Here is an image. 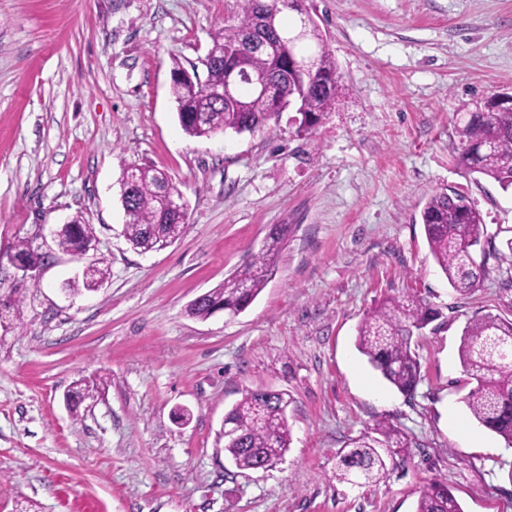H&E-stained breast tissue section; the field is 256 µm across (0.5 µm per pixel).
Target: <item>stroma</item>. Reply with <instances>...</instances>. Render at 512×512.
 <instances>
[{"label":"stroma","mask_w":512,"mask_h":512,"mask_svg":"<svg viewBox=\"0 0 512 512\" xmlns=\"http://www.w3.org/2000/svg\"><path fill=\"white\" fill-rule=\"evenodd\" d=\"M242 0H0V512H415L446 482L464 512H512V448L469 413L465 324L512 319L497 254L512 192L457 165L462 105L512 92V0H299L336 60L339 91L309 133L294 109L267 129L193 138L171 68L201 66ZM165 171L187 229L156 252L123 236L121 179ZM466 193L484 219L488 275L462 296L430 255L420 212ZM95 246L46 244L73 219ZM289 225L277 270L241 313L189 304ZM44 253L39 283L11 260ZM104 262L95 291L67 284ZM442 324L416 352L422 380L393 389L355 347L365 314L406 292ZM107 377L72 416L75 382ZM287 392L291 442L264 472L224 454L245 391ZM387 421L412 439L376 485L336 478L349 439Z\"/></svg>","instance_id":"obj_1"}]
</instances>
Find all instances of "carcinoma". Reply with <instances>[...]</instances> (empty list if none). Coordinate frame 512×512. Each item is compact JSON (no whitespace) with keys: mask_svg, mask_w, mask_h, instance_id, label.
Returning <instances> with one entry per match:
<instances>
[{"mask_svg":"<svg viewBox=\"0 0 512 512\" xmlns=\"http://www.w3.org/2000/svg\"><path fill=\"white\" fill-rule=\"evenodd\" d=\"M296 10L295 0H244L234 22L224 24L212 37L205 63L206 77L186 79L177 62L171 69V94L183 130L191 137H209L217 132L253 133L269 126L276 116L272 99L247 90L228 99H216L203 91L220 87L228 80L227 66L261 71L270 76L281 97L302 99L299 131L307 133L328 112L338 90L336 62L324 47L321 31L312 21L303 36L280 39V56L301 63L315 62V79L304 84L296 71L283 74L276 57L261 43L277 32L287 33L295 25L286 22L284 11ZM458 134L461 151L458 164L469 174L490 179L504 190H512V110L497 98L475 102L463 109ZM178 188L163 171L144 166L138 171L133 196L123 203L131 211L124 234L141 252L168 247L186 231V216L163 208L161 191ZM430 253L453 290L467 295L480 287L487 269L477 260L484 251L483 218L468 196L458 190L431 195L421 211ZM290 225H273L262 246L251 254L244 269L230 274L211 290L207 298L188 308L190 315L205 318L216 309L230 315L245 310L265 287L275 260L285 244ZM94 240L93 227L73 220L63 226L57 247L69 254H82ZM18 256L29 266L42 264L44 256L22 241ZM440 312L418 294L388 297L370 310L357 329L356 347L371 366L398 392L410 396L421 381V365L414 338L439 319ZM512 338V319L485 315L462 330L460 360L474 387L464 397L471 415L512 447V359L499 355L501 345ZM105 392L104 383L81 379L67 394L71 408L83 399ZM290 403L280 391L247 390L229 410L224 422L238 434L224 439V453L244 471L273 466L287 452L291 432L287 409ZM350 450L339 457L336 478L363 488L377 482L406 456L412 440L386 421L350 440ZM415 512H464L461 504L442 481L428 483L419 496Z\"/></svg>","mask_w":512,"mask_h":512,"instance_id":"cac0c4a2","label":"carcinoma"}]
</instances>
